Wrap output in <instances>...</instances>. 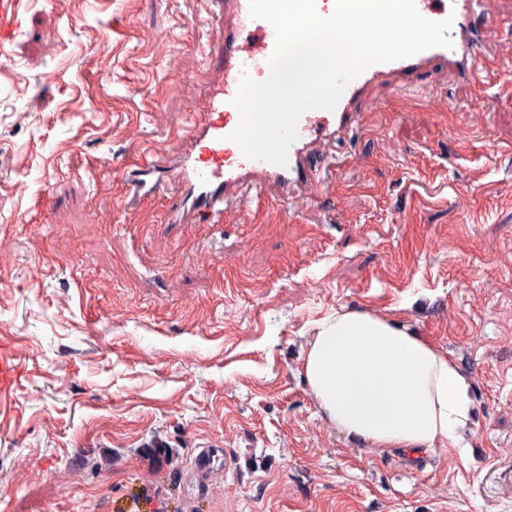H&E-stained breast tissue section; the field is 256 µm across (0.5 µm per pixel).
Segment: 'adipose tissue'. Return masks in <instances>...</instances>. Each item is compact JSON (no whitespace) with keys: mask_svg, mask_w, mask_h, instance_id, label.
<instances>
[{"mask_svg":"<svg viewBox=\"0 0 512 512\" xmlns=\"http://www.w3.org/2000/svg\"><path fill=\"white\" fill-rule=\"evenodd\" d=\"M303 369L328 422L372 446L415 453L469 432V387L456 365L380 314L339 310L318 321Z\"/></svg>","mask_w":512,"mask_h":512,"instance_id":"adipose-tissue-1","label":"adipose tissue"}]
</instances>
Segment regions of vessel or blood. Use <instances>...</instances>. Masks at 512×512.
Listing matches in <instances>:
<instances>
[{
  "instance_id": "obj_1",
  "label": "vessel or blood",
  "mask_w": 512,
  "mask_h": 512,
  "mask_svg": "<svg viewBox=\"0 0 512 512\" xmlns=\"http://www.w3.org/2000/svg\"><path fill=\"white\" fill-rule=\"evenodd\" d=\"M425 18L440 21L453 17L451 47H435L413 57L377 63L352 80L336 108L311 109L297 124L298 136L290 145L286 165L280 166L243 156L229 135L239 124L233 106L242 75L251 78L270 73V58L275 49L276 33L266 20L251 18L249 0H224L223 11L231 18L224 26V41L218 52L224 59L222 79L210 93L205 112L199 114L191 130L188 147L175 153L172 160L153 155L140 164L139 173L130 175L126 197L135 203L160 191L162 178L181 183L186 197L173 205L167 221L184 223L189 217L218 220L226 200L242 204L262 199L266 190L277 192L279 202L293 195L318 188L322 180L320 164L312 163L311 153L318 137H337L361 122V103L374 85L409 78L424 73L432 62L447 63L449 71L463 81L475 80L490 55L486 31L478 23L479 0H415ZM18 18L7 0H0V46L9 42L18 30ZM161 180H154V173ZM19 381V367L13 356L0 350V396H9Z\"/></svg>"
}]
</instances>
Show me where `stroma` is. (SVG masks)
Here are the masks:
<instances>
[{"label": "stroma", "mask_w": 512, "mask_h": 512, "mask_svg": "<svg viewBox=\"0 0 512 512\" xmlns=\"http://www.w3.org/2000/svg\"><path fill=\"white\" fill-rule=\"evenodd\" d=\"M208 0H20L0 55V512H512V0L477 81L372 88L310 200L125 205L223 72ZM369 310L470 383L469 447L388 451L319 410L317 321ZM19 367L13 356L0 350V396H9L19 381Z\"/></svg>", "instance_id": "35a3bbf8"}]
</instances>
